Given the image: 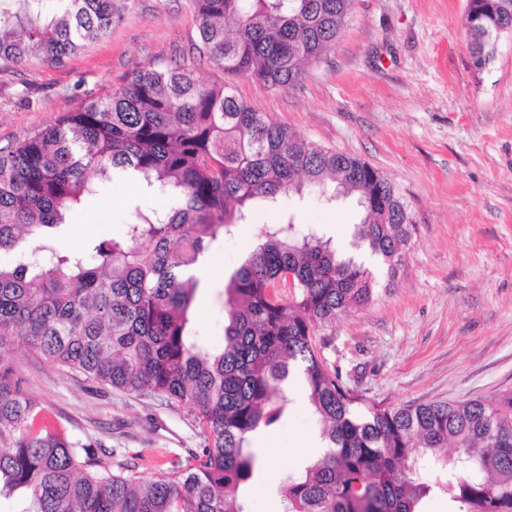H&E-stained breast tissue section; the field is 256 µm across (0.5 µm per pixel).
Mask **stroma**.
<instances>
[{
    "instance_id": "stroma-1",
    "label": "stroma",
    "mask_w": 512,
    "mask_h": 512,
    "mask_svg": "<svg viewBox=\"0 0 512 512\" xmlns=\"http://www.w3.org/2000/svg\"><path fill=\"white\" fill-rule=\"evenodd\" d=\"M466 4L354 0L327 61L284 90L225 75L193 53V0H130L110 31L63 64L0 61V147L111 94L138 66L175 61L203 83L232 86L308 143L379 169L413 219L395 279L375 268L374 301L317 329L325 361L370 407L493 396L512 390V38L499 41L489 66L474 70ZM168 205L165 196L113 179L86 198L54 245L81 248L119 234L137 212ZM287 217L345 244L359 209L354 198L330 205L308 187L257 206L249 223L214 241L192 315L209 351L224 348L225 283L253 250L259 227ZM13 355L50 417L72 440L112 450V463L136 465L149 478L158 464L186 458L204 441L188 406L99 385L21 343ZM284 394L280 424L251 439L263 465L250 512H283L284 475L322 451L308 403L294 397L292 385Z\"/></svg>"
}]
</instances>
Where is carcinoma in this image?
<instances>
[{
  "label": "carcinoma",
  "instance_id": "1",
  "mask_svg": "<svg viewBox=\"0 0 512 512\" xmlns=\"http://www.w3.org/2000/svg\"><path fill=\"white\" fill-rule=\"evenodd\" d=\"M0 11V60L55 64L104 35L115 0H12ZM195 49L232 75L290 88L336 45L354 0H193ZM468 46L512 20V0H469ZM114 173L170 194L169 210L138 213L123 231L59 250L54 230ZM356 199L354 247L395 276L411 237L394 185L349 154L316 148L184 66L133 69L14 146L0 148V497L21 512H249L260 472L250 447L274 428L301 372L323 455L281 484L285 512H427L441 495L466 512H512V391L459 403L368 407L322 359L315 328L368 305L377 286L362 260L295 224H264L224 285V349L192 336V274L257 201L304 186ZM293 277L287 295L282 284ZM21 340L47 359L119 391L190 406L205 437L185 461L149 479L102 447L72 441L17 376ZM440 466L432 483L418 479Z\"/></svg>",
  "mask_w": 512,
  "mask_h": 512
}]
</instances>
